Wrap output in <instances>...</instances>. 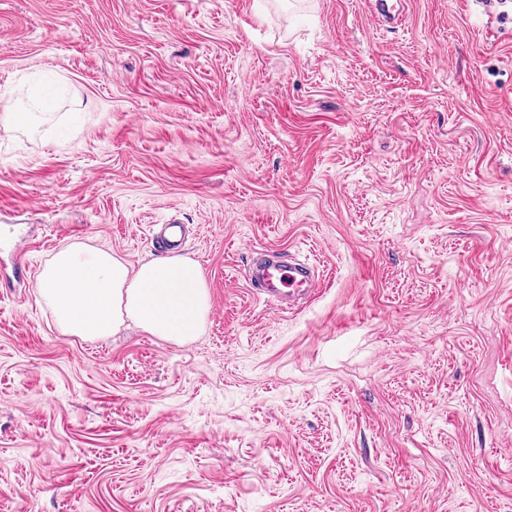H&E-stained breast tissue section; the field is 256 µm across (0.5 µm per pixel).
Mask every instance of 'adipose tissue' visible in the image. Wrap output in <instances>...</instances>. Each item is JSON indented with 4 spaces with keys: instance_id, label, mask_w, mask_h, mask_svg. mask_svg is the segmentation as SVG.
<instances>
[{
    "instance_id": "obj_1",
    "label": "adipose tissue",
    "mask_w": 512,
    "mask_h": 512,
    "mask_svg": "<svg viewBox=\"0 0 512 512\" xmlns=\"http://www.w3.org/2000/svg\"><path fill=\"white\" fill-rule=\"evenodd\" d=\"M37 291L65 333L89 339L112 335L130 321L169 342H188L211 308L201 267L189 256L156 258L133 269L112 252H87L78 244L45 264Z\"/></svg>"
}]
</instances>
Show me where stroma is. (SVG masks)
Instances as JSON below:
<instances>
[{
    "label": "stroma",
    "mask_w": 512,
    "mask_h": 512,
    "mask_svg": "<svg viewBox=\"0 0 512 512\" xmlns=\"http://www.w3.org/2000/svg\"><path fill=\"white\" fill-rule=\"evenodd\" d=\"M400 9L0 0V512H512V0ZM173 220L199 336L64 334L46 262ZM267 256L268 253H254L248 278L277 308L285 297L298 293L311 296L319 288L313 268L308 263L295 258L288 263H271Z\"/></svg>",
    "instance_id": "obj_1"
}]
</instances>
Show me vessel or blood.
I'll list each match as a JSON object with an SVG mask.
<instances>
[{
    "label": "vessel or blood",
    "mask_w": 512,
    "mask_h": 512,
    "mask_svg": "<svg viewBox=\"0 0 512 512\" xmlns=\"http://www.w3.org/2000/svg\"><path fill=\"white\" fill-rule=\"evenodd\" d=\"M248 278L274 305H282L284 298L298 293H314L319 287L312 267L301 260L273 263L266 253H255L251 259Z\"/></svg>",
    "instance_id": "vessel-or-blood-1"
}]
</instances>
